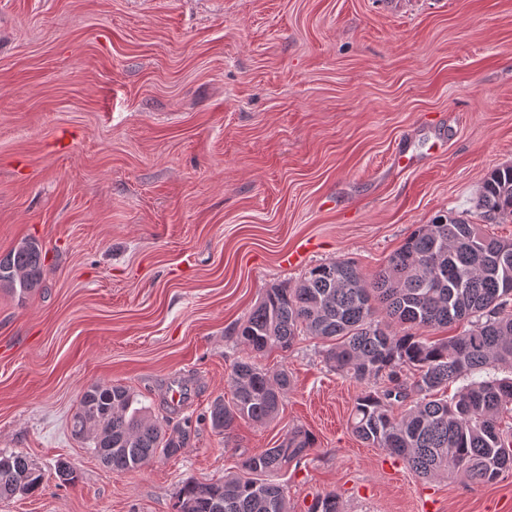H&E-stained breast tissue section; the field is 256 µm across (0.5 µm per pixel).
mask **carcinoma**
I'll return each mask as SVG.
<instances>
[{
	"label": "carcinoma",
	"mask_w": 512,
	"mask_h": 512,
	"mask_svg": "<svg viewBox=\"0 0 512 512\" xmlns=\"http://www.w3.org/2000/svg\"><path fill=\"white\" fill-rule=\"evenodd\" d=\"M475 208L485 222L512 218V166L489 173ZM46 255L24 239L0 258V288L24 298L42 286ZM512 241L484 234L451 213L420 225L367 281L355 264L317 265L292 286L266 289L237 335L247 356L230 374L233 397L210 406L213 430L230 433L241 421L273 419L290 387L287 372L270 373L252 354L286 351L300 336L329 342L324 360L357 381L383 380L361 393L349 427L368 445L404 461L418 478L461 475L473 484L512 470V432L501 429L512 412ZM468 321L458 336L433 340L428 332ZM451 399L438 397L448 384ZM122 384L90 383L72 416L71 432L90 442L111 470L134 471L151 458L174 457L188 444L185 429L163 421ZM315 440L293 429L273 448L246 457L241 473L175 492V512H288L276 476L300 460ZM43 474L22 452L0 453V499L33 494ZM311 512H341L334 494Z\"/></svg>",
	"instance_id": "obj_1"
}]
</instances>
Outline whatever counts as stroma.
Segmentation results:
<instances>
[{
	"mask_svg": "<svg viewBox=\"0 0 512 512\" xmlns=\"http://www.w3.org/2000/svg\"><path fill=\"white\" fill-rule=\"evenodd\" d=\"M510 165L512 0H0V255L47 254L37 292L0 290V453L44 475L0 512H174L294 427L315 445L280 478L288 512H512V472L422 479L354 436L368 385L306 336L255 357L290 376L276 418H206L266 288L337 259L372 278L446 211L512 240L474 208ZM94 381L186 448L103 467L69 430Z\"/></svg>",
	"mask_w": 512,
	"mask_h": 512,
	"instance_id": "35a3bbf8",
	"label": "stroma"
}]
</instances>
